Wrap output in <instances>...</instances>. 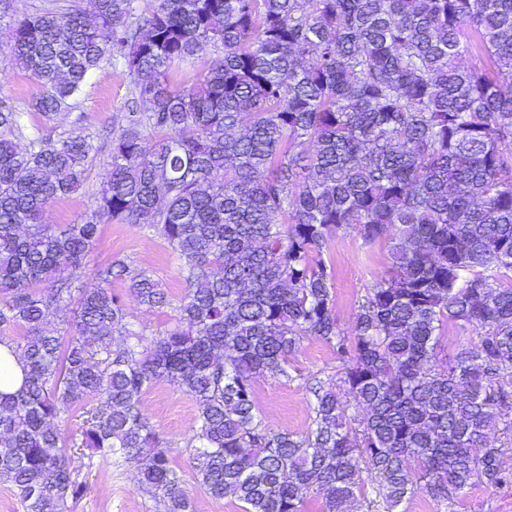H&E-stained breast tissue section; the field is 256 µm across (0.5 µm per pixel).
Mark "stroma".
Instances as JSON below:
<instances>
[{
    "label": "stroma",
    "instance_id": "stroma-1",
    "mask_svg": "<svg viewBox=\"0 0 512 512\" xmlns=\"http://www.w3.org/2000/svg\"><path fill=\"white\" fill-rule=\"evenodd\" d=\"M40 85L7 50L0 47V104L27 112L39 95ZM134 86L124 62L103 65L90 77L83 94L69 114L51 121L29 114L28 121L57 136L92 139L95 149L85 161V180L74 194L46 207L42 221L51 225L75 224L89 210L100 187L102 174L110 160L111 140L128 112L135 110ZM391 242L381 239L364 244L355 226L337 232L324 253L336 271L335 315L343 332H351L358 305L367 288L390 271ZM127 259L131 266L147 270L173 299H180L186 285L178 262L163 239L147 235L133 224H105L90 258L91 270L84 286H94L95 269L113 259ZM288 377L264 376L256 382L259 413L269 427L294 432L311 425V397L308 379L317 377L341 388L342 365L322 341L307 337L294 353ZM142 411L148 422L174 443L171 465L181 478L193 512H242L240 503L225 498L216 500L200 488L191 467L187 440L197 415L198 405L191 396L161 382L142 398ZM86 485L85 493L68 505V512H162L154 499L138 488L137 470L89 452L78 471ZM408 512H512V482L497 488L476 484L464 489L452 506L439 505L424 495H415Z\"/></svg>",
    "mask_w": 512,
    "mask_h": 512
}]
</instances>
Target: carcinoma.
I'll list each match as a JSON object with an SVG mask.
<instances>
[{
  "label": "carcinoma",
  "mask_w": 512,
  "mask_h": 512,
  "mask_svg": "<svg viewBox=\"0 0 512 512\" xmlns=\"http://www.w3.org/2000/svg\"><path fill=\"white\" fill-rule=\"evenodd\" d=\"M89 2L92 21L78 0H50L6 43L48 120L112 60L146 105L112 137L95 204L59 231L40 216L80 189L94 146L30 132L0 106V326L24 330L0 342L25 370L0 394V476L26 512L83 496L85 448L140 466L139 489L164 512H191L173 443L142 412L158 381L198 404L200 488L243 512H305L314 493L342 512L367 479L388 512L415 493L450 504L511 480L488 430L512 412V0H155L144 15L136 0ZM472 48L491 67H461ZM197 62L192 84L171 85ZM112 222L164 240L188 287L179 301L122 258L81 286ZM351 224L367 243L390 238L391 271L346 336L323 255ZM115 282L147 310L172 309L173 326L130 330ZM72 301L66 334L47 330ZM450 324L478 341L436 366ZM117 333L135 342L115 346ZM306 336L344 365L359 427L320 379L307 431L260 417L257 378L288 377ZM77 407L67 437L55 421Z\"/></svg>",
  "instance_id": "cac0c4a2"
}]
</instances>
